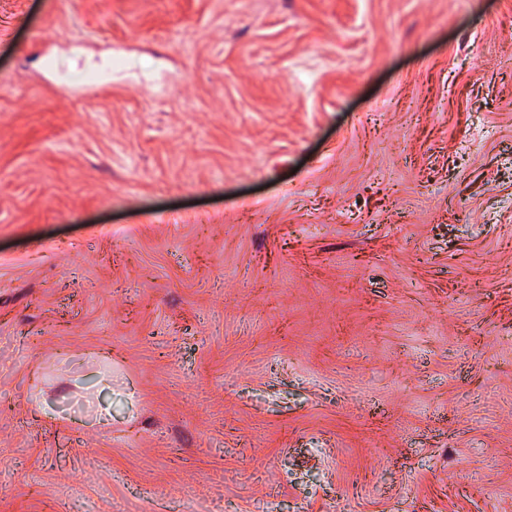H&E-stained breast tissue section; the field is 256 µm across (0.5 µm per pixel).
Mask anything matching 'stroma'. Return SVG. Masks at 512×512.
Returning a JSON list of instances; mask_svg holds the SVG:
<instances>
[{"label": "stroma", "instance_id": "1", "mask_svg": "<svg viewBox=\"0 0 512 512\" xmlns=\"http://www.w3.org/2000/svg\"><path fill=\"white\" fill-rule=\"evenodd\" d=\"M0 512H512V0H0Z\"/></svg>", "mask_w": 512, "mask_h": 512}]
</instances>
